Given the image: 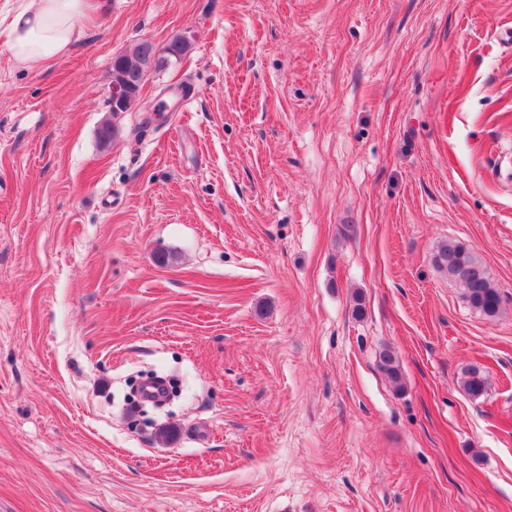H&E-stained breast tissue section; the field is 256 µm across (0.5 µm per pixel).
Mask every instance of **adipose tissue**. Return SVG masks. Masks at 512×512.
I'll return each mask as SVG.
<instances>
[{
	"instance_id": "adipose-tissue-1",
	"label": "adipose tissue",
	"mask_w": 512,
	"mask_h": 512,
	"mask_svg": "<svg viewBox=\"0 0 512 512\" xmlns=\"http://www.w3.org/2000/svg\"><path fill=\"white\" fill-rule=\"evenodd\" d=\"M93 0H31L9 22V50L19 67L32 69L65 56L75 39L77 19L94 9Z\"/></svg>"
}]
</instances>
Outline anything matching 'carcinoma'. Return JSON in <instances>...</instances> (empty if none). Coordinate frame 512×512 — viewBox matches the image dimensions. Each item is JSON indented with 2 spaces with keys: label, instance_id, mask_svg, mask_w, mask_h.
<instances>
[{
  "label": "carcinoma",
  "instance_id": "carcinoma-1",
  "mask_svg": "<svg viewBox=\"0 0 512 512\" xmlns=\"http://www.w3.org/2000/svg\"><path fill=\"white\" fill-rule=\"evenodd\" d=\"M153 49L151 42H139L131 53L118 55L112 60V80L134 84L133 94H138L144 75L141 67L145 57ZM170 55L160 57L156 69L164 68L171 60H179L187 51V44L174 39L167 47ZM435 264L448 274L461 288L468 304L486 316L496 315L502 304V298L497 288L493 286L484 263L470 250L460 243L450 241L441 246L434 257ZM380 368L392 382H401V370L396 356L389 350L380 357ZM487 378L477 367L465 372L462 381L464 391L472 397L481 396L486 388Z\"/></svg>",
  "mask_w": 512,
  "mask_h": 512
}]
</instances>
